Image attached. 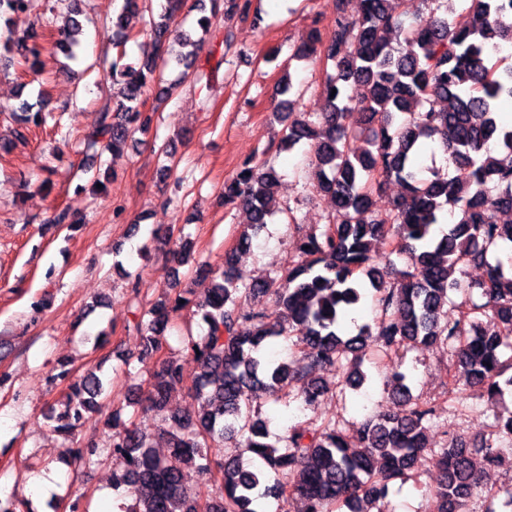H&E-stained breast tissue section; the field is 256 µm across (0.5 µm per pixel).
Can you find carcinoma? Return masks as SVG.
Listing matches in <instances>:
<instances>
[{
    "instance_id": "1",
    "label": "carcinoma",
    "mask_w": 512,
    "mask_h": 512,
    "mask_svg": "<svg viewBox=\"0 0 512 512\" xmlns=\"http://www.w3.org/2000/svg\"><path fill=\"white\" fill-rule=\"evenodd\" d=\"M461 2L471 14L466 28L448 22V4ZM34 0H0L4 33L0 47L28 70L38 72L45 51L42 20L23 35L11 30V15L32 10ZM79 0L71 17L56 31V45L70 60L77 58L83 37ZM403 0H360L349 15L336 0L331 36L314 26L294 48V57L315 59L331 67L320 84L323 111L290 112L276 150L309 146L314 188L334 200L325 223L297 233L295 256L275 276L251 280L236 263L237 253L250 247L252 236L274 215L279 175L265 163L246 162L224 181V207L243 209L250 221L236 247L224 252L221 269L196 266L212 278L205 295L191 301L187 291L155 301L144 310L136 329L141 348L136 360L148 369L147 389L140 405L160 418L168 453L160 456L149 433L131 420L112 417V455L124 459L112 486L124 487L134 504L128 512H263L265 500L286 505L305 502V512H364L363 501L386 498L393 480L417 470L427 448V430L435 410L413 398L405 374L393 371L389 387L394 407L366 419L352 437L331 419H308L271 437L266 422L246 403L247 390H260L276 403L297 402L314 410L329 396L356 387L365 379L366 358L376 367L404 347L441 346L451 352L448 369V411L463 408L457 392L469 391L492 409L512 391V252L490 253L512 246V224L498 214L512 211V127L498 120L501 101H512V0H426L427 16L401 9ZM186 0H160L158 19H150L152 55L137 63L121 62L130 39L126 20L140 11L139 0H124L112 19V46L120 49L107 76L112 86V111H103L88 135V145L114 153L125 148L131 134L146 129L152 114L143 111L142 96L156 83L162 65L185 68L192 55L182 51L188 35L172 36V20ZM251 0H211L210 14L201 15V32L213 19L246 14ZM403 45L393 46L397 35ZM11 138L25 139L23 125L45 121L43 100L20 103ZM440 137L455 174L417 167L418 151ZM363 144H357V139ZM505 157L490 155V143ZM396 181L402 194L376 207V197ZM406 259L396 268L395 259ZM181 265L193 261L192 242L185 237L173 251ZM481 270L466 278V268ZM377 292L379 316L353 336L340 330L349 308L362 302L365 290ZM275 299L269 311L264 298ZM193 303L205 325L199 336L187 337L186 356L199 368L192 396L200 404L193 415L167 414L173 386L181 381L177 356H162L170 311ZM456 317L448 319V309ZM294 338L298 357L278 362L266 353L274 339ZM332 368L334 387L316 373ZM53 378L68 382L64 399L53 404L48 419L67 442L97 399L112 392L94 372L76 376L65 364ZM228 445L244 446L259 466L244 464L224 453ZM512 457V412L494 415L493 430L478 432L467 444L453 441L434 454L439 474L432 512H465L467 502L484 489L483 469ZM96 444L89 440L72 450L76 466L95 462ZM193 468L207 496L191 492L183 471Z\"/></svg>"
}]
</instances>
